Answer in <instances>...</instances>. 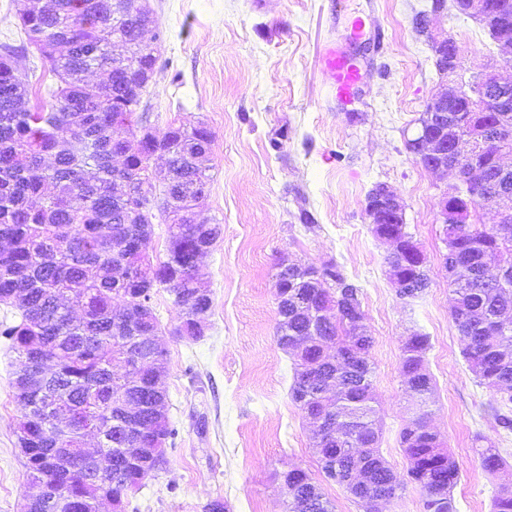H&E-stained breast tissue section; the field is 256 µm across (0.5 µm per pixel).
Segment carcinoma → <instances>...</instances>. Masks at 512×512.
I'll return each mask as SVG.
<instances>
[{
    "label": "carcinoma",
    "instance_id": "cac0c4a2",
    "mask_svg": "<svg viewBox=\"0 0 512 512\" xmlns=\"http://www.w3.org/2000/svg\"><path fill=\"white\" fill-rule=\"evenodd\" d=\"M134 0H48L21 14L25 40L0 43V51L24 54L28 45L55 49L48 56L55 82L48 100L24 107L35 70L20 74L19 83L0 84V295L11 294L20 322L0 332L11 341L16 362L38 350L52 373L47 392L73 412L75 435L98 422L100 444L113 459L112 478L90 469L71 480L51 478L62 492L78 499L76 512H98L110 501L145 485L153 472L124 466L122 438L128 412H139L140 426L162 443L175 435L166 415L155 410L162 396L152 385L147 362L167 359L155 336L161 333L151 303V290L165 288L180 310L171 334L199 340L205 331L185 326L189 311L185 294L195 290L201 246L216 244L219 223H192L193 202L205 192L212 132L202 122L175 123L154 135L143 150L113 164L116 149L134 136L141 101L124 94L126 71L146 62L150 43L132 20ZM165 159L161 176L143 179L154 154ZM143 207L129 224L124 215ZM166 254L148 252L153 220L170 215ZM442 268L455 295L452 318L463 336L465 359L480 384L500 394L491 405L503 427L512 419L502 410L512 404V224H448ZM502 265L492 272L487 252ZM402 265L408 298L417 299L429 286L427 274L407 257ZM311 266L288 278L275 275V287L288 293L278 311V345L287 350L297 338L308 339L292 355L290 396L305 418L317 423L314 445L326 477L345 472L337 481L358 499L384 496L392 500L399 484L383 457L378 411L374 405L370 350L372 337L355 322L352 304L360 288L334 263L322 267L329 287L305 282ZM337 339L336 369L323 353L322 341ZM429 337L413 334L403 342L400 372L433 388L425 364ZM146 361L141 381L113 371L123 355ZM348 440L336 443V421ZM22 430L32 457L28 480L45 473L35 456L59 446L53 419L35 409ZM435 434L415 422L400 433L409 463L410 482L420 490L426 512H455L453 489L460 468L445 448L433 447ZM485 471L496 474L505 462L491 446L479 452ZM288 512H332L317 482L303 469L288 472ZM491 512H512V482L494 492Z\"/></svg>",
    "mask_w": 512,
    "mask_h": 512
}]
</instances>
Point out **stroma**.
Returning a JSON list of instances; mask_svg holds the SVG:
<instances>
[{"instance_id": "1", "label": "stroma", "mask_w": 512, "mask_h": 512, "mask_svg": "<svg viewBox=\"0 0 512 512\" xmlns=\"http://www.w3.org/2000/svg\"><path fill=\"white\" fill-rule=\"evenodd\" d=\"M162 41L142 95L154 131L175 120L204 122L213 134L210 182L197 205L222 235L199 263L212 293L203 338L173 335L179 310L165 289L153 307L167 350L166 412L176 431L167 463L130 496L125 512H203L220 498L229 512H286L280 475L308 471L333 512H362L327 479L313 433L289 395L293 362L279 347L275 274L281 257L316 267L338 264L361 289L373 338V390L380 450L401 482L385 512H425L406 481L400 432L410 399L402 386V341L430 338L426 366L435 382L430 426L457 460V512H490L500 479L512 480V430L490 406L464 357L451 316L454 294L441 267L438 199L454 185L422 166L406 146L440 81L432 41L451 35L464 78L499 61L476 20L433 0H147ZM428 28L419 31L418 14ZM365 36L349 37L355 19ZM385 36L370 55L367 36ZM335 47L357 57L363 78L347 103L332 95L322 55ZM379 183L406 203V227L420 246L430 283L422 298H400L389 279V246L375 238L366 196ZM15 358L0 336V512H20L29 482L18 443L21 407ZM499 448L502 476L485 472L476 437Z\"/></svg>"}]
</instances>
